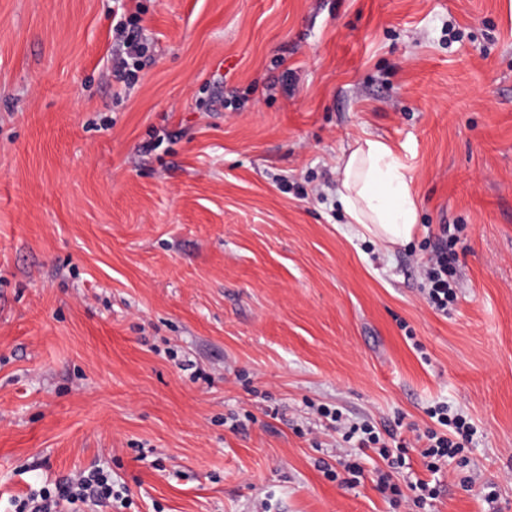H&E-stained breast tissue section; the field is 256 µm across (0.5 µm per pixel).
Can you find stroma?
Instances as JSON below:
<instances>
[{
	"label": "stroma",
	"mask_w": 512,
	"mask_h": 512,
	"mask_svg": "<svg viewBox=\"0 0 512 512\" xmlns=\"http://www.w3.org/2000/svg\"><path fill=\"white\" fill-rule=\"evenodd\" d=\"M0 0V512L93 466L127 512H406L317 463L315 410L477 433L428 512H512V0ZM412 240L335 193L362 137ZM468 249L420 293L440 225ZM236 418L231 430L227 418ZM131 12L126 20L117 21L113 33H115L118 51L112 57V73L114 77L130 78L146 66L145 45L135 35L134 28L137 13ZM338 194L349 219L385 244L410 241L417 205L410 177L394 150L377 138H360L340 162ZM459 233L455 225H440L434 253L423 266L421 292L429 307L442 315L448 314L449 305L457 298L450 268L457 258L456 247L461 243Z\"/></svg>",
	"instance_id": "1"
}]
</instances>
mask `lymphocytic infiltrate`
<instances>
[{"label": "lymphocytic infiltrate", "instance_id": "lymphocytic-infiltrate-1", "mask_svg": "<svg viewBox=\"0 0 512 512\" xmlns=\"http://www.w3.org/2000/svg\"><path fill=\"white\" fill-rule=\"evenodd\" d=\"M136 19V14H129L114 28L118 50L112 59V73L119 78L133 77L146 65V48L133 29ZM460 241L459 228L440 225L434 252L423 266V297L442 315L457 297L450 268ZM426 414L432 426L413 427L409 441L398 437L395 430L383 433L370 423L349 427L342 435L344 441H356L358 447L372 450L383 461V468L375 472V486L389 502L407 504L416 512H424L436 500L440 490L431 483V476L439 474L448 460L463 455L460 441L474 432L473 424L463 414L451 411L447 403H436ZM413 447L419 451L427 478L415 476L410 470L408 451ZM14 504V512H95L104 506L121 512L131 501L127 489L114 484L111 472L92 467L55 487L15 499Z\"/></svg>", "mask_w": 512, "mask_h": 512}]
</instances>
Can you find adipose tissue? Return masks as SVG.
Instances as JSON below:
<instances>
[{
    "label": "adipose tissue",
    "instance_id": "1",
    "mask_svg": "<svg viewBox=\"0 0 512 512\" xmlns=\"http://www.w3.org/2000/svg\"><path fill=\"white\" fill-rule=\"evenodd\" d=\"M338 194L350 223L385 244L410 241L417 205L405 166L377 138H360L340 162Z\"/></svg>",
    "mask_w": 512,
    "mask_h": 512
}]
</instances>
